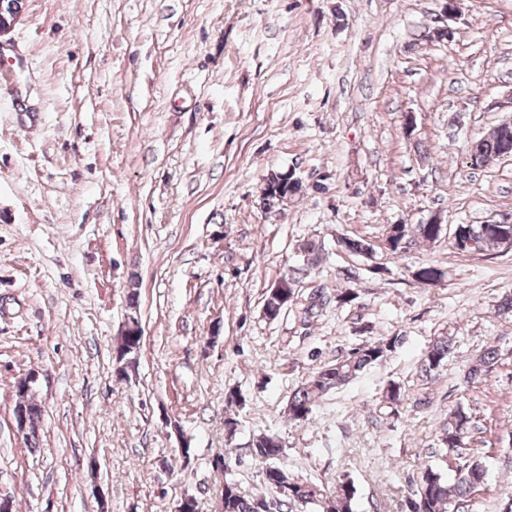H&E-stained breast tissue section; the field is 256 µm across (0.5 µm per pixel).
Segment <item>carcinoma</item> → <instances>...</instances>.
Returning <instances> with one entry per match:
<instances>
[{"label": "carcinoma", "mask_w": 512, "mask_h": 512, "mask_svg": "<svg viewBox=\"0 0 512 512\" xmlns=\"http://www.w3.org/2000/svg\"><path fill=\"white\" fill-rule=\"evenodd\" d=\"M468 150L472 151L473 167H482L494 157L512 154V122H503L494 126L489 133L469 142ZM417 235L413 236L407 224H390L383 234V246L391 253H399L405 245L416 242H435L444 234V227L419 224ZM512 233V222L502 224H458L455 226L457 241L454 247L460 252H483L501 247L500 238ZM471 239L474 246L465 247L458 241ZM300 249L304 252V267L294 268L283 275L281 280L286 284L287 294H281L279 285L269 289L264 298L265 316L274 320L293 301L300 284V275L307 274L308 269L318 264L322 246L319 242L308 239ZM412 278L425 286H435L445 279V272L433 265H422L412 273ZM400 336H381L355 349L349 355L317 368L309 378L290 396L286 411L288 418L296 424L309 420L319 400L327 393L336 390L366 367L385 359L401 343ZM457 349L453 336L436 337L428 349L423 362V375L428 376L439 370ZM498 351L494 347L487 348L476 363L469 368L464 383L470 387L478 383L485 373L497 363ZM470 417L458 408L448 414L440 424L439 441L443 454L458 453L465 448V439L469 432ZM251 458L272 471L281 468L280 458L283 448L280 441L272 434H254L246 443ZM486 468L477 459H466L458 466L453 485H448L444 474L432 467L420 472L416 489L406 499L408 512H465L470 497L484 487ZM265 490L256 493H243L236 480L227 477L224 480V512H256V502L260 498L270 501L268 508L272 512H308L312 508L318 512H354L356 489L350 481H344L336 487V495L326 493L314 482L293 478L288 490L280 493L268 481L264 482Z\"/></svg>", "instance_id": "obj_1"}]
</instances>
